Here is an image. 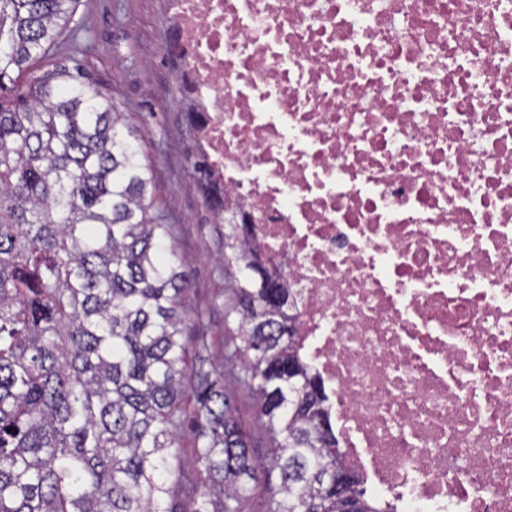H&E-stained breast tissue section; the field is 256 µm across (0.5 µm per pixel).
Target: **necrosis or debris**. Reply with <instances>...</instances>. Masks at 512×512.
<instances>
[{
	"label": "necrosis or debris",
	"instance_id": "necrosis-or-debris-1",
	"mask_svg": "<svg viewBox=\"0 0 512 512\" xmlns=\"http://www.w3.org/2000/svg\"><path fill=\"white\" fill-rule=\"evenodd\" d=\"M224 195L290 288L346 463L512 512V0H168Z\"/></svg>",
	"mask_w": 512,
	"mask_h": 512
}]
</instances>
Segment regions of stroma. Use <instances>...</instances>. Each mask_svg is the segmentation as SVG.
I'll return each instance as SVG.
<instances>
[{
	"label": "stroma",
	"mask_w": 512,
	"mask_h": 512,
	"mask_svg": "<svg viewBox=\"0 0 512 512\" xmlns=\"http://www.w3.org/2000/svg\"><path fill=\"white\" fill-rule=\"evenodd\" d=\"M168 26L165 0H79L72 27L36 70H50L61 61L81 65L127 112L151 162L156 206L174 224V248L186 259L187 303L203 314L188 320L186 334L207 337L210 355L218 362L224 354L230 290L215 261L222 243L193 178L194 148L175 79L180 63L161 44ZM225 387L255 455L264 456L268 434L252 393L230 380Z\"/></svg>",
	"instance_id": "35a3bbf8"
}]
</instances>
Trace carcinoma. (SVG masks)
<instances>
[{
    "label": "carcinoma",
    "instance_id": "carcinoma-1",
    "mask_svg": "<svg viewBox=\"0 0 512 512\" xmlns=\"http://www.w3.org/2000/svg\"><path fill=\"white\" fill-rule=\"evenodd\" d=\"M78 2L0 0V512H242L262 471L268 512H343L320 481L338 468L360 512H389L341 462L290 289L259 287L248 238L222 224L220 366L185 336L174 225L124 112L78 65L21 81ZM226 376L256 396L260 459ZM189 412L201 469L173 480Z\"/></svg>",
    "mask_w": 512,
    "mask_h": 512
}]
</instances>
